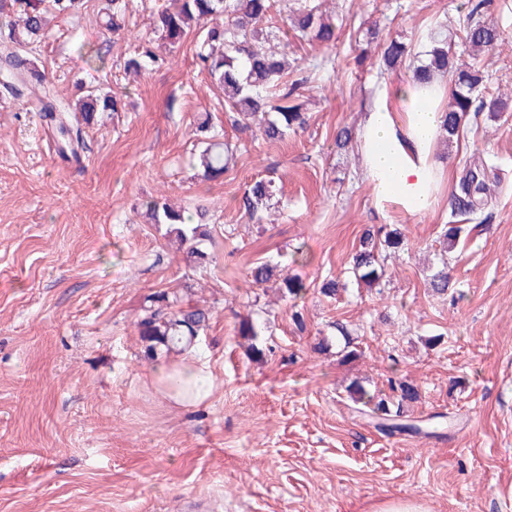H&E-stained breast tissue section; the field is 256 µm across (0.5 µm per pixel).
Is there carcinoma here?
Segmentation results:
<instances>
[{
    "instance_id": "carcinoma-1",
    "label": "carcinoma",
    "mask_w": 512,
    "mask_h": 512,
    "mask_svg": "<svg viewBox=\"0 0 512 512\" xmlns=\"http://www.w3.org/2000/svg\"><path fill=\"white\" fill-rule=\"evenodd\" d=\"M469 4L462 27V44L473 52L500 46L499 31L480 20L486 0H469ZM83 5L84 0H0V44L8 50L5 65L0 70V84L9 89L18 84L26 87L41 104V110L54 122L61 151H69L74 156L82 140V129L74 126L67 109L50 97L47 78L34 67L29 54L36 51L46 37L50 16L74 15ZM274 5L275 0H171L169 6L158 13L154 30L172 46L183 41L191 30H198V58L212 83L223 91L228 111L236 113L233 122L237 124L260 114L263 116L262 135L268 140L281 141L288 131L306 122L296 98L307 80L288 79V55L273 46V43L280 42V36L287 35L273 21L271 12ZM126 11L127 0H104V29L110 34L124 30ZM292 30L298 37H309L324 44L335 40V27L314 7L296 13L292 19ZM259 36L271 46L256 48L253 41ZM430 39L427 59L412 66L413 75L421 82L432 81L445 74L452 76L451 98L448 108L442 112L441 123L443 137L451 143L459 139L468 115L501 112L506 102L500 92L495 96H477L476 92L484 82L478 63L456 65L448 39L436 33ZM410 58L412 54L405 44L396 39L384 44L380 56L388 70ZM158 60L153 41L147 40L135 55L125 61L124 70L140 74ZM119 103L117 97L109 94L88 93L78 102L82 124L89 126L96 121L98 114L117 111ZM233 157L231 144H208L199 156L203 177L208 180L222 178ZM495 171L496 167L485 160L465 162L452 196V212L459 215L484 212L490 202L486 180ZM271 196L272 182L258 180L242 197L243 209L252 217ZM142 207L150 223L165 227L168 237L179 246L187 247L189 267L203 266L207 259V253L200 248L206 237L204 212L199 210L191 214L153 198L144 201ZM468 233L466 224L444 225L441 267L429 276V286L435 293H448L451 281L446 253ZM403 245V236L396 229H365L352 256L349 274L359 285L369 288L380 286L386 274L385 252L399 250ZM247 280L253 287L277 281L282 297L294 301L307 290L301 279L284 273L279 265L269 261L255 263L249 269ZM209 321L208 310L190 303L183 304L175 295L171 297L160 292L151 296L146 315L137 322L145 356L155 360L162 352H179L195 346ZM239 335L253 341L249 351L253 359L260 360L265 356V350L254 344L258 331L253 323H241ZM388 389L387 393L382 390L372 392L360 382L353 381L347 387V393L354 403L363 407V411L389 428L416 430L415 426L400 422V418L404 414V404L419 398L417 387L406 380L390 379Z\"/></svg>"
}]
</instances>
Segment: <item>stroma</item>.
I'll return each mask as SVG.
<instances>
[{"label":"stroma","mask_w":512,"mask_h":512,"mask_svg":"<svg viewBox=\"0 0 512 512\" xmlns=\"http://www.w3.org/2000/svg\"><path fill=\"white\" fill-rule=\"evenodd\" d=\"M302 1L332 19L336 40L290 43L291 78L310 82L299 99L307 123L283 141L231 124L196 36L160 45L158 64L126 75L167 0H127L112 37L100 0L52 19L33 59L58 94L74 102L104 87L121 100L85 128L79 159L60 152L27 95L0 88V512H183L198 499L215 512H376L406 498L428 512H512V105L439 143L452 176L432 210L376 206L358 153L337 149L336 133L358 128L378 88L407 82L406 70L380 66L383 42L421 54L435 28L467 56V0ZM482 18L504 41L481 57L486 84L512 94V0H488ZM98 45L97 70L81 50ZM329 59L335 75L316 74ZM207 114L237 147L219 181L199 165ZM465 157L491 160L500 183L478 232L448 256L457 296H442L427 275ZM259 178L278 191L252 217L239 201ZM148 198L207 210L204 268L191 270L164 228L146 223ZM370 226L400 228L408 242L387 256L378 289L347 274ZM260 261L300 277L304 298L249 287ZM189 279V302L212 314L198 352L214 393L193 409L157 391L136 329L148 296ZM329 279L341 285L333 299L319 292ZM244 321L259 331L261 360L238 334ZM436 334L442 342L428 345ZM347 344L358 355L345 362ZM392 378L417 385L405 413L432 434L383 430L346 392Z\"/></svg>","instance_id":"35a3bbf8"}]
</instances>
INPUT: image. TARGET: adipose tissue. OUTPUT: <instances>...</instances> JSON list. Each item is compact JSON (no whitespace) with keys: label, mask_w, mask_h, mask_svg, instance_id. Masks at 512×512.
<instances>
[{"label":"adipose tissue","mask_w":512,"mask_h":512,"mask_svg":"<svg viewBox=\"0 0 512 512\" xmlns=\"http://www.w3.org/2000/svg\"><path fill=\"white\" fill-rule=\"evenodd\" d=\"M440 82L382 87L366 102L357 135L363 177L377 203H394L411 214L428 212L442 175L434 156L441 132ZM152 379L179 406L210 399V367L194 350L157 363Z\"/></svg>","instance_id":"1"}]
</instances>
